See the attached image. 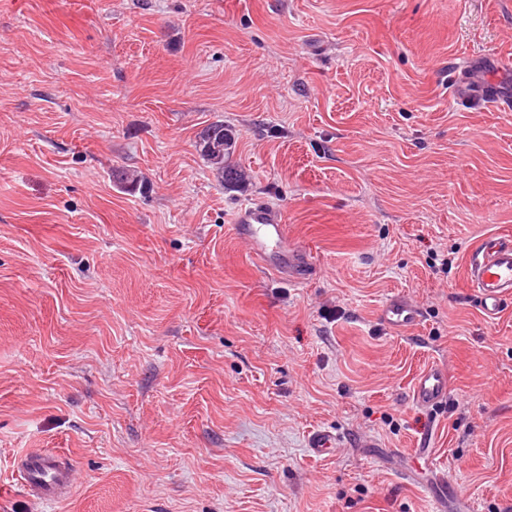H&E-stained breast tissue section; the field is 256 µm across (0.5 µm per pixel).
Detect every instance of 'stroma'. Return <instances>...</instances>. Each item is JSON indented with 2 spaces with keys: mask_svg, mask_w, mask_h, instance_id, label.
<instances>
[{
  "mask_svg": "<svg viewBox=\"0 0 512 512\" xmlns=\"http://www.w3.org/2000/svg\"><path fill=\"white\" fill-rule=\"evenodd\" d=\"M509 56L512 0H0V512H431L397 475L424 441L450 512H502L512 302L485 318L465 266L512 235V112L448 63L512 92ZM219 119L245 189L195 148ZM247 199L302 284L255 263ZM392 296L422 321L381 325ZM39 450L71 461L59 502L15 470ZM236 233L250 245L259 265L288 272V279L300 284L308 269L302 251L288 244V232L276 211L266 203L250 200L240 204L234 216ZM448 398V376L437 366H428L414 379L411 399L421 408H433Z\"/></svg>",
  "mask_w": 512,
  "mask_h": 512,
  "instance_id": "1",
  "label": "stroma"
}]
</instances>
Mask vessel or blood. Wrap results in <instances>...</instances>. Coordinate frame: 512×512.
Returning a JSON list of instances; mask_svg holds the SVG:
<instances>
[{
    "label": "vessel or blood",
    "instance_id": "obj_1",
    "mask_svg": "<svg viewBox=\"0 0 512 512\" xmlns=\"http://www.w3.org/2000/svg\"><path fill=\"white\" fill-rule=\"evenodd\" d=\"M234 226L261 267L287 272L294 282L303 281L308 260L302 251L290 246L286 226L273 208L261 201L244 202L236 210ZM467 278L483 312L495 317L503 302L512 298V236L485 239L469 259ZM380 318L389 329L398 332L419 324L422 313L412 300L393 297L383 305ZM447 397L448 376L439 367L428 366L412 383L411 399L419 407H435ZM414 454L426 464L432 512H445L448 476L436 460V450L422 447ZM20 469L32 495L45 502L63 499L72 486V467L52 452L25 455Z\"/></svg>",
    "mask_w": 512,
    "mask_h": 512
}]
</instances>
